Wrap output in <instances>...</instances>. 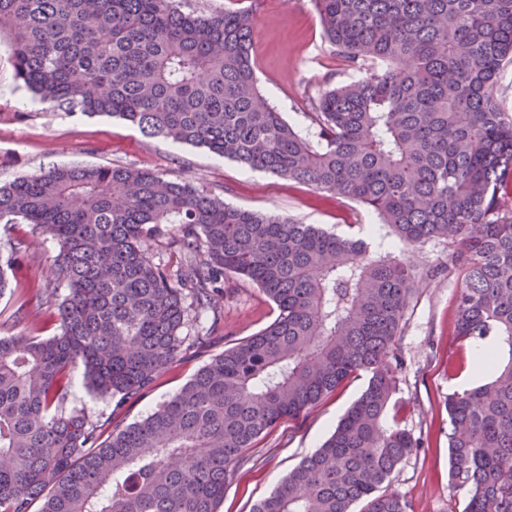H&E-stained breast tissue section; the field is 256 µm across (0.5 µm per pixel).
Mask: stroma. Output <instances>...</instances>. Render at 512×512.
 Wrapping results in <instances>:
<instances>
[{
	"label": "stroma",
	"instance_id": "1",
	"mask_svg": "<svg viewBox=\"0 0 512 512\" xmlns=\"http://www.w3.org/2000/svg\"><path fill=\"white\" fill-rule=\"evenodd\" d=\"M252 9L254 60L259 85L267 101L297 129L311 123L312 104L330 87L359 78L360 73L325 40L311 0H182L187 11L213 14L234 5ZM71 165H120L150 170L170 179L201 182L225 203L258 212L286 214L339 234H358L403 251V244L375 213L311 187L240 163L216 157L204 149L180 145L142 133L112 117H88L33 99L16 79L9 55L0 49V182ZM30 243L26 256L13 266L12 285H33L40 266L58 251L50 235L31 225L0 224V263L9 259L7 238ZM459 270L420 284L406 313L397 347L407 360L400 376L397 400L406 407L402 427L424 432L426 448L411 455L393 474L392 488L412 501L414 512H462L467 492L448 488V414L450 393L475 385L471 371L448 376V358L455 320ZM227 296L219 327L201 352L186 356L163 373L154 385L122 407L91 395L76 382L73 406L100 424L128 425L146 417L169 399L205 364L223 353L229 341L256 334L277 314L275 304L255 284L228 276ZM354 376L326 397L307 416L285 422L263 435L246 453L247 461L224 490L220 512H251L299 461L334 431L339 419L367 384Z\"/></svg>",
	"mask_w": 512,
	"mask_h": 512
}]
</instances>
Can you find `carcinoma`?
I'll use <instances>...</instances> for the list:
<instances>
[{
	"label": "carcinoma",
	"mask_w": 512,
	"mask_h": 512,
	"mask_svg": "<svg viewBox=\"0 0 512 512\" xmlns=\"http://www.w3.org/2000/svg\"><path fill=\"white\" fill-rule=\"evenodd\" d=\"M327 42L365 75L322 92L293 128L258 86L254 17L177 0H0V47L39 101L119 117L375 212L408 250L380 253L277 213L230 207L198 181L126 166L56 167L0 182V224L57 254L46 317L0 336V512H219L248 449L351 375L367 387L331 436L252 512H411L388 489L425 447L401 427L396 348L419 283L412 247L441 240L462 268L460 351L488 343L485 380L448 395V490L463 512H512V0H312ZM175 225L170 232L167 225ZM179 250L173 276L148 256ZM256 284L276 318L202 366L145 418L102 437L70 406L74 374L121 406L196 343L182 331Z\"/></svg>",
	"instance_id": "obj_1"
}]
</instances>
